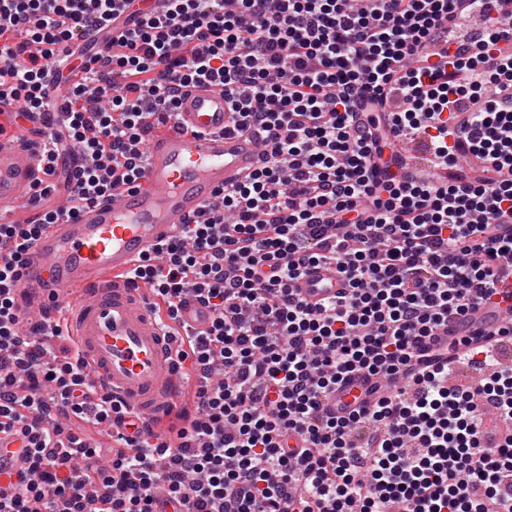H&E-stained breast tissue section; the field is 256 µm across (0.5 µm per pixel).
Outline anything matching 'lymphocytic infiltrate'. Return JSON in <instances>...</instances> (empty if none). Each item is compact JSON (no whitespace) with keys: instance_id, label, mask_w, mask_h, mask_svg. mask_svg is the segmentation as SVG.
I'll return each mask as SVG.
<instances>
[{"instance_id":"lymphocytic-infiltrate-1","label":"lymphocytic infiltrate","mask_w":512,"mask_h":512,"mask_svg":"<svg viewBox=\"0 0 512 512\" xmlns=\"http://www.w3.org/2000/svg\"><path fill=\"white\" fill-rule=\"evenodd\" d=\"M126 2L0 0V135L44 117L47 84L65 82L72 60L85 74L63 98L33 202L59 170L73 215L139 182L147 135L201 84L223 86L261 164L126 274L151 282L166 327L189 295L211 313L177 351L200 383L172 437L129 428L78 349L48 364L43 327L24 330L20 270L58 211L0 224V432L26 458L0 512H387L395 500L404 512H512V436L490 449L481 434L487 414L512 421V369L494 367L512 321L434 342L512 267V52L498 46L512 11L487 14L483 38L464 43L459 22L484 0H163L88 53ZM417 133L435 166L473 155L491 181L393 166L386 150ZM319 262L349 290L312 306L293 283ZM458 360L488 369L477 389L449 386ZM356 372L382 376L390 395L326 412ZM54 414L113 426L108 466L46 425Z\"/></svg>"}]
</instances>
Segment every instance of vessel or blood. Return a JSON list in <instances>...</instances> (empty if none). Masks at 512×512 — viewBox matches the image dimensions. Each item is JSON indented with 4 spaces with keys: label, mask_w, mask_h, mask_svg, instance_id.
<instances>
[{
    "label": "vessel or blood",
    "mask_w": 512,
    "mask_h": 512,
    "mask_svg": "<svg viewBox=\"0 0 512 512\" xmlns=\"http://www.w3.org/2000/svg\"><path fill=\"white\" fill-rule=\"evenodd\" d=\"M233 114L223 87L201 85L185 90L177 119L165 134L149 138L144 174L137 187L121 188L117 198L83 208L76 217L47 225L27 255L16 300L21 311L53 318L57 305L71 303V334L96 384L147 422L178 409L186 368L174 354V342L150 311L145 285L121 280L137 260L159 243L180 236L199 220L218 193L242 181L260 162L251 133L231 131ZM40 151L0 138V222L33 221L21 204L43 178ZM497 296L473 308L467 327L449 322L439 331L441 344L462 333L485 334L512 315L506 297L512 275L498 280ZM300 298L313 306L347 291L335 268L308 266L295 282ZM78 301H71V292ZM211 315L187 297L181 320L188 329L205 331ZM383 382L374 376L345 379L329 403L337 415L349 414Z\"/></svg>",
    "instance_id": "b4317fda"
}]
</instances>
